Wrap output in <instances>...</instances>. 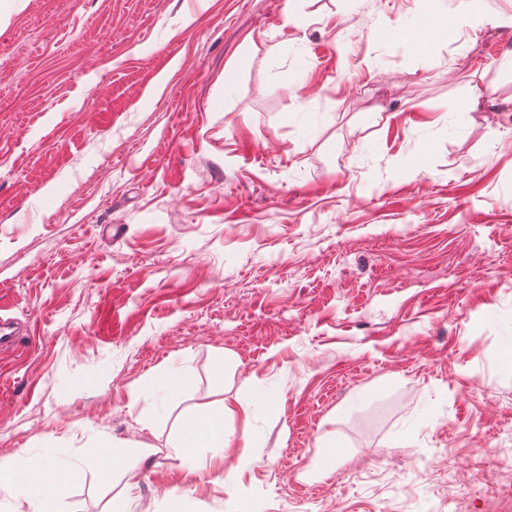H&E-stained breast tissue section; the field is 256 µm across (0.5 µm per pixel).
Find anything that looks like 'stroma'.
<instances>
[{"label":"stroma","instance_id":"stroma-1","mask_svg":"<svg viewBox=\"0 0 512 512\" xmlns=\"http://www.w3.org/2000/svg\"><path fill=\"white\" fill-rule=\"evenodd\" d=\"M0 316V461L77 466L58 512H512V0H25ZM225 350L253 441L195 474ZM153 386L172 398H181L193 392V382L185 375H171L167 371L163 377H153ZM112 448V449H111ZM122 447H117L113 443L112 444H102L96 450V457L98 460V467L100 476L103 479H108L112 476V472L114 473L115 468L117 467L120 459H121V450Z\"/></svg>","mask_w":512,"mask_h":512}]
</instances>
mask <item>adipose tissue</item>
<instances>
[{"label":"adipose tissue","instance_id":"1","mask_svg":"<svg viewBox=\"0 0 512 512\" xmlns=\"http://www.w3.org/2000/svg\"><path fill=\"white\" fill-rule=\"evenodd\" d=\"M243 398L227 396L213 409L183 419L179 443L186 455L198 448L224 449L232 443L235 432L228 424L238 416L247 415ZM79 475L75 466L59 463L52 453L29 460L25 471H14L7 463H0V490L32 507L33 512H56L48 488H63Z\"/></svg>","mask_w":512,"mask_h":512}]
</instances>
